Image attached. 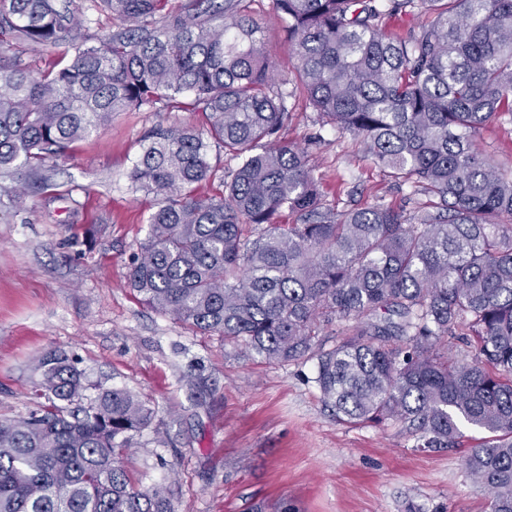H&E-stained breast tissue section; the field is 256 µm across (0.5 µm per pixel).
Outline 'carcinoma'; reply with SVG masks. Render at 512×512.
<instances>
[{"label": "carcinoma", "instance_id": "cac0c4a2", "mask_svg": "<svg viewBox=\"0 0 512 512\" xmlns=\"http://www.w3.org/2000/svg\"><path fill=\"white\" fill-rule=\"evenodd\" d=\"M72 2L0 0V179L31 178L0 194L52 188L46 160L122 112L199 115L201 133L149 129L130 172L157 201L128 271L139 299L264 360L316 358L343 421L399 422L421 448L482 431L464 468L491 512H512V173L477 145L486 125L512 123V0H275L322 123L429 196L409 213L325 203L309 153L282 140L284 96L245 0H91L128 23L113 34L88 33ZM402 13L426 20L388 33L384 18ZM19 44L61 47L67 63L36 78L7 61ZM213 146L238 165L200 196ZM460 325L469 360L441 350ZM33 371L37 406L0 418V512H175L167 484L140 490L117 462L152 421L146 402L101 386L86 401L63 351Z\"/></svg>", "mask_w": 512, "mask_h": 512}]
</instances>
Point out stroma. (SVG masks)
Returning <instances> with one entry per match:
<instances>
[{
	"mask_svg": "<svg viewBox=\"0 0 512 512\" xmlns=\"http://www.w3.org/2000/svg\"><path fill=\"white\" fill-rule=\"evenodd\" d=\"M251 15L280 69L290 114L282 137L308 149L326 200L414 210L424 196L367 157L359 141L322 125L288 57L274 0ZM200 126L185 111L143 108L114 118L45 164L59 196L0 201V417L27 416L35 358L73 356L95 385L124 388L154 411L121 463L147 489L166 483L175 512H491L463 449L428 451L401 424L353 425L325 405L317 361L250 358L143 304L127 281L153 196L131 187L145 132ZM93 389L87 397H95Z\"/></svg>",
	"mask_w": 512,
	"mask_h": 512,
	"instance_id": "stroma-1",
	"label": "stroma"
}]
</instances>
